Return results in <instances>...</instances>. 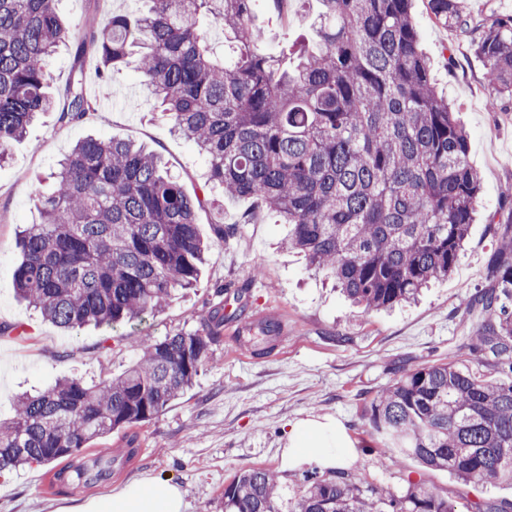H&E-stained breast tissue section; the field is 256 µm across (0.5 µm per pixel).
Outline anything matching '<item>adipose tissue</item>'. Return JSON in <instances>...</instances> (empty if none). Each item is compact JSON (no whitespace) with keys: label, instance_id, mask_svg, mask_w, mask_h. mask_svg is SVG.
Masks as SVG:
<instances>
[{"label":"adipose tissue","instance_id":"adipose-tissue-1","mask_svg":"<svg viewBox=\"0 0 512 512\" xmlns=\"http://www.w3.org/2000/svg\"><path fill=\"white\" fill-rule=\"evenodd\" d=\"M182 507L177 487L135 481L116 493L86 500L65 512H182Z\"/></svg>","mask_w":512,"mask_h":512}]
</instances>
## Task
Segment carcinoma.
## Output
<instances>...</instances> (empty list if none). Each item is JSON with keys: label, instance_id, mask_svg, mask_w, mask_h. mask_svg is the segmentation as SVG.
<instances>
[{"label": "carcinoma", "instance_id": "cac0c4a2", "mask_svg": "<svg viewBox=\"0 0 512 512\" xmlns=\"http://www.w3.org/2000/svg\"><path fill=\"white\" fill-rule=\"evenodd\" d=\"M55 0H0V163L37 114L54 107L49 64L75 48V76L57 121L97 110L84 86L87 55L100 75L134 67L174 131L206 160L208 183L186 196L159 154L130 139L87 137L58 164L54 190L37 198L15 270L18 294L56 326L117 330L163 310L193 286L208 244L198 213L224 197L251 198L290 226L281 247L304 256L366 311L415 300L452 272L476 219L481 181L469 136L434 86L418 49L411 0H318L315 48L265 53L254 0H146L133 18L113 13L85 36ZM434 18L465 32L460 0H427ZM219 26L217 45L201 19ZM486 67L490 105L512 99V17L473 40ZM498 287L472 296L470 350L452 362L402 369L369 405L383 445L466 486L512 483V240L498 251ZM224 314L202 328L143 340L110 380L68 377L23 394L0 422V474L23 465L67 466L68 485L105 480L112 459L81 450L146 422L192 387ZM288 512H456L415 477L401 491L369 482L358 464L307 470ZM281 474L251 468L224 486V512H281ZM472 512H512L480 499Z\"/></svg>", "mask_w": 512, "mask_h": 512}]
</instances>
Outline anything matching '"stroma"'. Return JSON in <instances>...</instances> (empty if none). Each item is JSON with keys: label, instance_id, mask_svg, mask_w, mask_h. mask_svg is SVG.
<instances>
[{"label": "stroma", "instance_id": "obj_1", "mask_svg": "<svg viewBox=\"0 0 512 512\" xmlns=\"http://www.w3.org/2000/svg\"><path fill=\"white\" fill-rule=\"evenodd\" d=\"M468 32L435 21L425 0H412L411 13L419 46L432 66L439 92L448 97L470 135L469 160L481 177L478 207L482 218L472 225L463 254L448 279L433 283L419 300L393 311L366 312L351 307L304 258L281 248L287 225L254 200L225 198L223 221L237 233L217 241L214 218L200 212L198 228L211 248L197 283L174 290L166 307L138 323V336L162 339L195 330L218 304L217 289L238 304V324L272 319L287 340L258 357L252 347L220 338L193 387L151 420L112 433L84 449L86 458L121 455L127 445L138 453L113 469L108 481L87 487H40L46 465H24L0 475V512H59L131 481H160L177 486L183 512H224V485L249 468L282 467L288 433L312 421L305 444L351 449L368 480L386 490L422 476L467 512L470 501L494 497L512 500V485L472 488L448 472L424 468L416 459L392 450L374 455L380 445L364 407L378 390L410 362L452 361L475 364L469 349L471 321L462 317L469 298L495 287L493 269L500 238L512 229V112H495L485 81V64L471 41L495 17L512 16V0H463ZM137 0H55L56 10L77 29L102 26L107 11L137 10ZM317 0H295L288 23H281L272 0H256L254 15L262 28L265 50L288 42L313 43L310 14ZM84 81L98 95L101 113L60 128L57 111L42 113L15 142L0 166V324L19 325L21 336H0V421L12 418L14 398L54 380L81 375L105 379L122 374L138 356L130 341H110V333L88 326L66 332L44 320L17 299L14 270L18 263L19 226L35 223L34 191L51 192L50 177L58 160L77 141L94 134L133 139L157 151L188 196L199 194L207 165L198 150L173 135L138 73L127 69L102 81L88 67ZM139 106L130 109L129 98Z\"/></svg>", "mask_w": 512, "mask_h": 512}]
</instances>
